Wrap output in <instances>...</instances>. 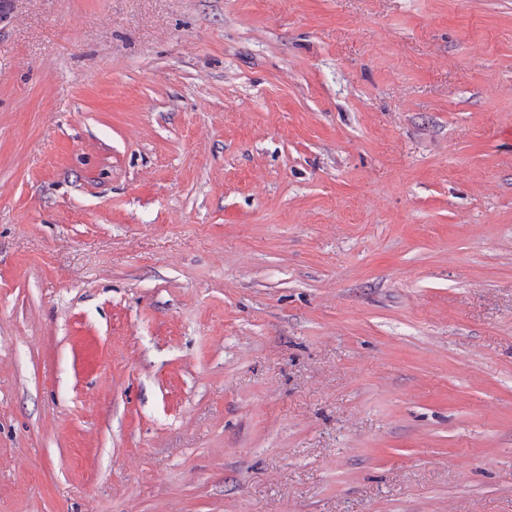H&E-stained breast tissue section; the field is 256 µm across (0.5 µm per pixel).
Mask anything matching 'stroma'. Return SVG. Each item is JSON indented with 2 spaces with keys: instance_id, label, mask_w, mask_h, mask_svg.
<instances>
[{
  "instance_id": "35a3bbf8",
  "label": "stroma",
  "mask_w": 512,
  "mask_h": 512,
  "mask_svg": "<svg viewBox=\"0 0 512 512\" xmlns=\"http://www.w3.org/2000/svg\"><path fill=\"white\" fill-rule=\"evenodd\" d=\"M0 512H512V0H0Z\"/></svg>"
}]
</instances>
